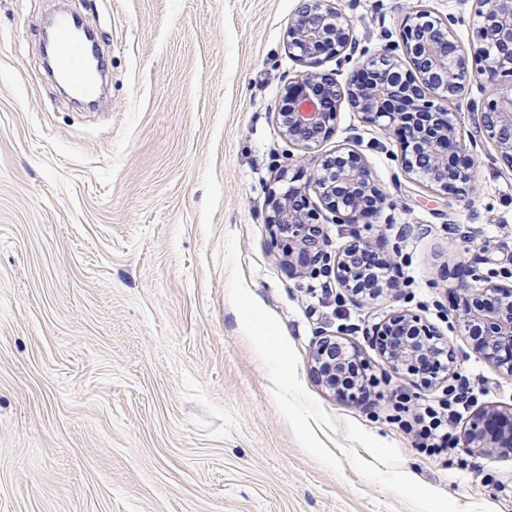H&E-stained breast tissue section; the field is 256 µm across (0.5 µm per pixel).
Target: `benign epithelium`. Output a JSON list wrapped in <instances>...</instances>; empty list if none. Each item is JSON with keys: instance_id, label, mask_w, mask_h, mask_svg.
Here are the masks:
<instances>
[{"instance_id": "obj_1", "label": "benign epithelium", "mask_w": 512, "mask_h": 512, "mask_svg": "<svg viewBox=\"0 0 512 512\" xmlns=\"http://www.w3.org/2000/svg\"><path fill=\"white\" fill-rule=\"evenodd\" d=\"M477 2L478 44L465 46L448 22L419 9L409 15L403 33L402 51L411 68L402 69L396 55L380 54L367 60L363 73L342 85L318 67L322 58L352 48L348 20L330 0H302L288 26V49L311 70L285 88L287 107L278 113L282 136L305 150L321 146L335 132L337 112L346 103L401 140V166L406 174L443 191L471 182L474 166L456 158L458 125L444 103L462 99L474 80L494 84L499 76L512 73V0ZM478 125L512 163V86L499 91L478 113ZM278 181L283 183L281 190L268 192V223L275 235L292 245L289 263L302 264L304 273L313 276L330 268L356 296L378 297L390 288L386 282L362 287L357 258L372 254L367 246L355 241L332 255L325 250L324 228L311 222V189L325 209L346 224H356L383 209L385 197L359 154L338 150L322 156L307 185L288 184L286 169ZM457 291L462 302L460 323L470 333L481 332L473 349L512 376V285L489 284L478 290L462 282ZM477 291L491 293V302L475 297ZM371 342L395 371L418 377L421 387L432 386L453 371L454 349L410 312L396 311L375 324ZM351 362L358 369V391H362L366 367L356 354L327 334L316 341L310 354L311 372L322 387L334 395L355 398L357 391L340 384ZM465 441L480 452L512 453V413L483 412L471 423Z\"/></svg>"}]
</instances>
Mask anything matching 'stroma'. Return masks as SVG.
<instances>
[{
    "mask_svg": "<svg viewBox=\"0 0 512 512\" xmlns=\"http://www.w3.org/2000/svg\"><path fill=\"white\" fill-rule=\"evenodd\" d=\"M92 26L112 82L79 113L41 53L58 5ZM356 49L346 81L400 45L410 12L475 40V0H336ZM299 0H0V512H512V454L421 453L392 414L435 404L367 335L408 310L447 338L477 399L458 427L512 407V376L459 330L455 285L512 283V165L474 118L497 85L449 108L474 179L443 193L408 178L396 137L344 106L319 152H358L386 197L369 224L321 212L328 252L367 242L396 290L359 301L335 275L283 262L266 222L280 169L311 174L277 113L305 64L287 47ZM356 348L369 403L310 372L319 333ZM286 358L282 392L257 337ZM405 472L410 486L396 479Z\"/></svg>",
    "mask_w": 512,
    "mask_h": 512,
    "instance_id": "1",
    "label": "stroma"
}]
</instances>
